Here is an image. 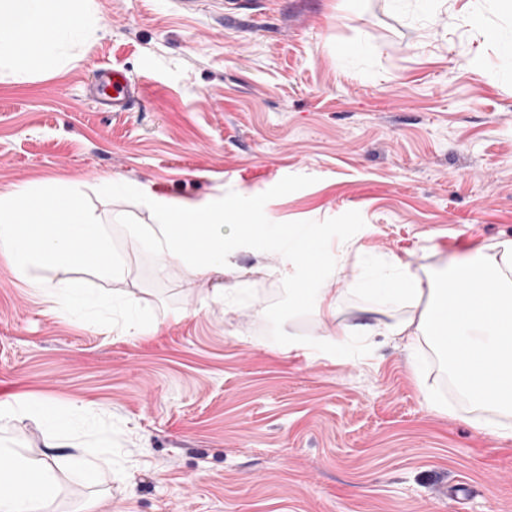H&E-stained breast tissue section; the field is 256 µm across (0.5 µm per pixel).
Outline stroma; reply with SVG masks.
Instances as JSON below:
<instances>
[{"instance_id":"1","label":"stroma","mask_w":512,"mask_h":512,"mask_svg":"<svg viewBox=\"0 0 512 512\" xmlns=\"http://www.w3.org/2000/svg\"><path fill=\"white\" fill-rule=\"evenodd\" d=\"M93 4L92 44L66 66L0 76V192L76 193L124 267L36 264L22 280L0 255V401L83 408L71 429L20 416L0 437L32 461L50 443L106 461L95 486L59 463L57 512H512V416L474 407L430 347L319 344L403 313L349 276L397 257L441 285L512 239V73L466 14L502 39L512 18L492 0ZM99 67L144 84L142 102L100 111L85 94ZM149 190L317 229L344 266L320 281L342 291L337 318L295 304L304 268L281 254L239 250L211 285L160 263ZM62 280L114 298L112 315L58 311L46 290ZM216 284L242 304L215 301ZM129 309L143 333H123Z\"/></svg>"}]
</instances>
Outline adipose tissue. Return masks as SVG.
<instances>
[{
  "label": "adipose tissue",
  "instance_id": "ef3b65f1",
  "mask_svg": "<svg viewBox=\"0 0 512 512\" xmlns=\"http://www.w3.org/2000/svg\"><path fill=\"white\" fill-rule=\"evenodd\" d=\"M0 69L24 79L69 62L68 48L91 43L97 30L92 0H0ZM160 219L158 253L179 260L198 278L222 271L227 254L243 242H269L288 255L307 259L309 274L294 288L296 301L318 316L336 317L337 293L312 285L324 268L326 252L309 232L290 234L276 224H245L236 209L177 201L150 194ZM0 254L12 271L25 276L33 263H92L102 275L120 274L122 265L108 242L105 227L85 210L81 199L52 184L19 187L0 193ZM389 273L354 278L362 295L386 296L407 307V315L387 316L379 334L404 337L410 350L427 343L446 353L460 391L475 405L512 415V239L490 244L488 252L458 269L444 286L425 287L410 264L393 259ZM56 308H111L81 283L66 281L48 289ZM79 407L59 410L51 401L30 398L0 404V422L28 413L55 429L69 428ZM56 453L39 464L20 457L0 441V512H49L57 495L52 467Z\"/></svg>",
  "mask_w": 512,
  "mask_h": 512
}]
</instances>
